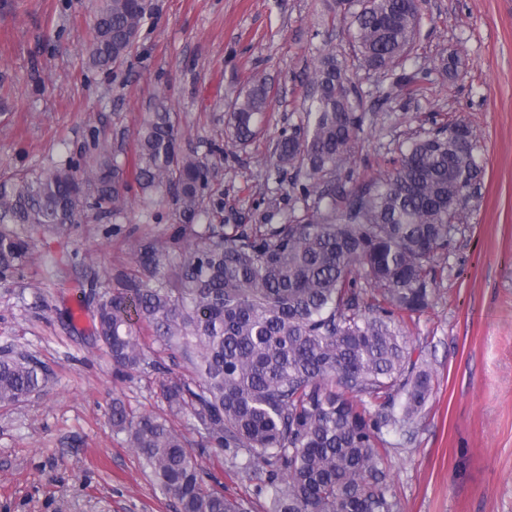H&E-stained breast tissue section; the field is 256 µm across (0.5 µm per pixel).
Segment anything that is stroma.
<instances>
[{
	"mask_svg": "<svg viewBox=\"0 0 512 512\" xmlns=\"http://www.w3.org/2000/svg\"><path fill=\"white\" fill-rule=\"evenodd\" d=\"M136 48L121 66L89 69L86 48L97 0H0V175L60 163L91 128L132 134L167 91L184 147L224 146L212 183L225 223L257 218L276 193L269 162L282 130L305 123L301 107L318 55L353 57L346 24L330 22L334 0H156ZM455 56L448 76L434 62ZM409 68L433 73L413 97L367 113L350 167L355 177L392 171L399 148L436 125L473 129L484 174L434 262L430 305L406 320L412 360L433 391L410 431H386L400 512H512V0H422ZM272 88L261 132L238 146L225 104L253 79ZM171 202L155 215L128 204L119 224L89 221L38 242L23 278L0 282V355H26L43 387L0 406V512H175L109 420L113 398L134 414H167L225 496L265 512L255 481L224 452L203 447L189 413L171 415L159 385L194 379L180 352L148 323L137 325L146 362L116 378L94 333L85 283L135 267L134 245L168 242ZM65 258L63 280L44 255Z\"/></svg>",
	"mask_w": 512,
	"mask_h": 512,
	"instance_id": "obj_1",
	"label": "stroma"
}]
</instances>
